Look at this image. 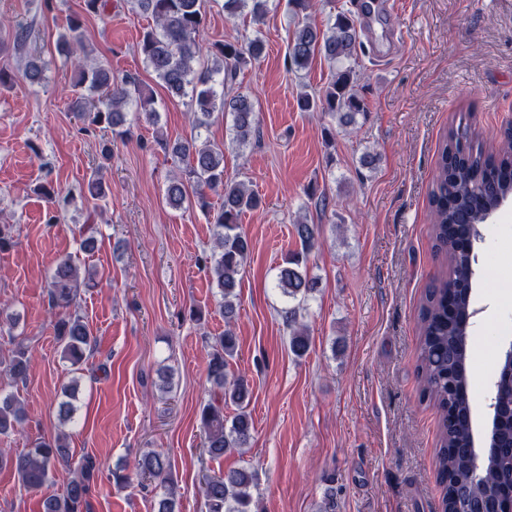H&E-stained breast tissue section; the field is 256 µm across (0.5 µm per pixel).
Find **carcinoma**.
Returning <instances> with one entry per match:
<instances>
[{
    "instance_id": "obj_1",
    "label": "carcinoma",
    "mask_w": 512,
    "mask_h": 512,
    "mask_svg": "<svg viewBox=\"0 0 512 512\" xmlns=\"http://www.w3.org/2000/svg\"><path fill=\"white\" fill-rule=\"evenodd\" d=\"M270 0H224L229 19L249 13L255 21L269 11ZM132 11L149 17L153 25L143 31L138 50L146 65L165 89L168 98L184 102L192 112L195 126L209 124L215 112L232 117L233 141L240 147L249 143L259 117L253 100L240 91L224 90L233 83L237 71L259 59L265 43L256 35L241 42L219 41L208 47L211 66L199 60L200 30L206 20L203 0H131ZM361 47L355 19L342 11L329 13L324 28L301 22L287 47L289 68L299 72L317 56L333 69L332 80L320 93L304 94L297 100L300 111H320L343 127L357 124L366 113L357 90V74L350 65ZM58 53L73 64V94L68 107L89 127L109 128L112 137L131 135L128 109L131 106L156 124L159 111L152 91L136 79L118 82L112 70L97 61L89 62L83 16L68 18L57 41ZM45 66L34 54L26 56L22 67H0V89H9L20 77L31 86L44 82ZM223 90H218V87ZM160 144L184 161L164 192L166 204L181 210L194 204L214 224L216 247L209 257V270L219 289L220 310L224 314V334L215 338L208 362V379L213 398L203 405L200 422L205 431L206 451L213 459L246 448L252 439L253 422L247 411L249 389L245 379L229 373L230 360L237 352L233 322L237 315L238 276L252 249L241 228V216L261 205V199L242 182L224 177V148L200 137L161 140ZM94 199L107 197L105 177L98 171L86 184ZM220 192L216 206L209 192ZM512 197V128L501 134L495 152L485 149L471 124L459 122L448 131L440 147L438 174L429 193L431 232L434 248L446 261V271L427 288L418 314L417 378L420 402L440 413L439 448L436 449V479L442 491V512H459L461 504L469 512H506L512 505V386L501 382L489 391L499 423L495 430V455L487 468L475 471L470 396L468 314L475 276L474 243L480 238L478 225ZM300 249L285 256L275 277V288L298 305L285 310L288 322V349L301 358L309 350V336L302 321L304 303L317 288L306 272V258L318 240L319 225H295ZM95 286L91 278H79L71 258L57 262L49 282V302L59 312L55 335L62 358L75 370L94 352L96 339L83 317L74 310L81 290ZM28 359L23 349L13 352L8 369L16 379L27 374ZM237 406L230 419L224 404ZM21 403L14 397H0V434L15 429L22 421ZM68 449L63 439L40 440L15 457L14 466L21 484L39 490L49 483L56 466L65 461ZM138 473L159 478L167 470L162 454L149 453L138 461ZM99 467L86 456L77 476L60 496L43 500V512H88V497ZM256 475L245 468L230 469L221 476L207 477L201 489L206 512H251Z\"/></svg>"
}]
</instances>
